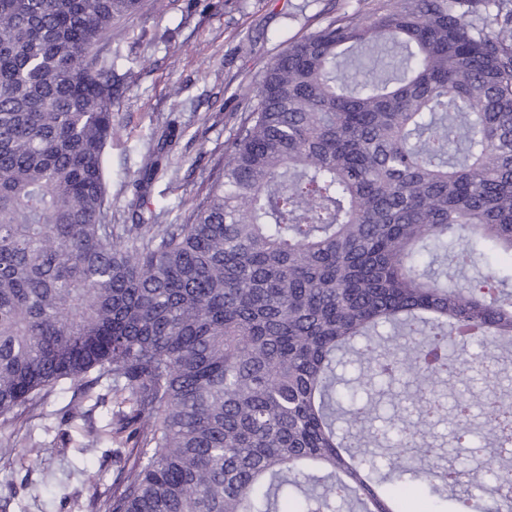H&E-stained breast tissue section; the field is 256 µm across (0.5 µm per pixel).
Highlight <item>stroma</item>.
<instances>
[{"instance_id":"1","label":"stroma","mask_w":512,"mask_h":512,"mask_svg":"<svg viewBox=\"0 0 512 512\" xmlns=\"http://www.w3.org/2000/svg\"><path fill=\"white\" fill-rule=\"evenodd\" d=\"M144 2L100 49L116 74L119 133L105 153L112 221L129 223L132 204L140 202L146 222L184 224L221 173L224 146L254 103L247 87L289 42L363 0H165L159 8ZM107 385L103 379L83 394L63 390L49 400L47 417L5 422V429L21 428L34 440L51 438L54 449L36 460L20 451L0 466V512H94L96 483L118 481L134 457L110 423L117 406ZM464 387L476 401L490 392L512 398V374L488 379L474 372L468 383L441 384L449 410L431 437L443 466L458 462L450 407ZM75 402L77 417L70 414ZM91 429L100 441L88 452Z\"/></svg>"}]
</instances>
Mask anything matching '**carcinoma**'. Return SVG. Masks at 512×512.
Instances as JSON below:
<instances>
[{
    "instance_id": "cac0c4a2",
    "label": "carcinoma",
    "mask_w": 512,
    "mask_h": 512,
    "mask_svg": "<svg viewBox=\"0 0 512 512\" xmlns=\"http://www.w3.org/2000/svg\"><path fill=\"white\" fill-rule=\"evenodd\" d=\"M141 0H0V418L88 373L138 449L96 512L448 502L428 428L472 325L512 338V0H367L270 63L189 223L112 224L115 72ZM505 258L508 266L491 258ZM404 375L387 472L362 451ZM484 438L512 402L485 403ZM479 478H512L495 455Z\"/></svg>"
}]
</instances>
